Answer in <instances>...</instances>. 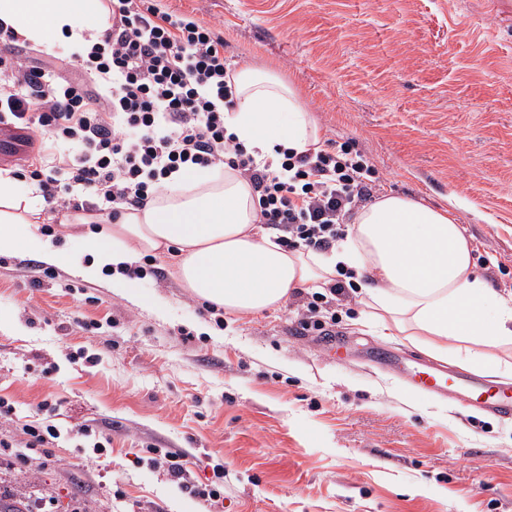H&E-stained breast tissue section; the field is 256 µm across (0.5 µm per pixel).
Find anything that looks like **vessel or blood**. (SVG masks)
Masks as SVG:
<instances>
[{"instance_id": "b4317fda", "label": "vessel or blood", "mask_w": 512, "mask_h": 512, "mask_svg": "<svg viewBox=\"0 0 512 512\" xmlns=\"http://www.w3.org/2000/svg\"><path fill=\"white\" fill-rule=\"evenodd\" d=\"M390 365L405 373L413 386L437 393L453 392L460 399H473L487 412L505 416L512 414V383L477 378L460 372L451 373L434 364L393 354Z\"/></svg>"}]
</instances>
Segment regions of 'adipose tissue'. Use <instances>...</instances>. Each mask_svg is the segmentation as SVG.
I'll list each match as a JSON object with an SVG mask.
<instances>
[{
  "mask_svg": "<svg viewBox=\"0 0 512 512\" xmlns=\"http://www.w3.org/2000/svg\"><path fill=\"white\" fill-rule=\"evenodd\" d=\"M108 18L106 0H0V26L49 49L97 42ZM231 83L235 105L224 124L248 149H319L316 120L293 85L251 66L234 71ZM172 182L171 191L109 224L70 214L80 240L74 249L40 234L41 196L0 170V252L29 250L139 303L143 295L125 268L175 249L184 288L241 314L277 310L293 291L327 286L344 269L354 272L381 332L411 337L435 356L461 357L484 372L512 371L504 358L512 351V303L477 274L472 244L450 209L386 195L358 210L334 250L313 254L284 248L259 227L251 187L236 171L216 178L199 170Z\"/></svg>",
  "mask_w": 512,
  "mask_h": 512,
  "instance_id": "adipose-tissue-1",
  "label": "adipose tissue"
}]
</instances>
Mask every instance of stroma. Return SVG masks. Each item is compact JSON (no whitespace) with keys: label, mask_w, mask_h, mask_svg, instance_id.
Wrapping results in <instances>:
<instances>
[{"label":"stroma","mask_w":512,"mask_h":512,"mask_svg":"<svg viewBox=\"0 0 512 512\" xmlns=\"http://www.w3.org/2000/svg\"><path fill=\"white\" fill-rule=\"evenodd\" d=\"M155 2L214 26L235 66L298 86L323 140L374 167L372 198L453 206L480 275L512 296V0L494 14L479 0ZM176 262L147 265L136 305L26 250L0 255V399L14 409L0 416L1 499L209 512L158 448L198 486L223 466L219 512H512V419L371 364L419 350L365 326L359 293L336 304V354L299 323L310 290L275 311H212ZM27 423L62 434L32 449Z\"/></svg>","instance_id":"1"}]
</instances>
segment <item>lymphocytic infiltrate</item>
Returning <instances> with one entry per match:
<instances>
[{
    "mask_svg": "<svg viewBox=\"0 0 512 512\" xmlns=\"http://www.w3.org/2000/svg\"><path fill=\"white\" fill-rule=\"evenodd\" d=\"M109 8L99 42L59 55L78 80L23 56L14 32L0 30V125L27 131L37 153L19 170L55 210L78 209L84 196L114 220L167 191L173 173L228 167L250 184L259 222L281 246L324 252L346 237L375 175L361 153L284 149L277 160L256 159L224 126L234 99L223 37L151 0H109ZM346 294L341 280L313 294L302 328L324 331L336 320L335 297Z\"/></svg>",
    "mask_w": 512,
    "mask_h": 512,
    "instance_id": "1",
    "label": "lymphocytic infiltrate"
}]
</instances>
